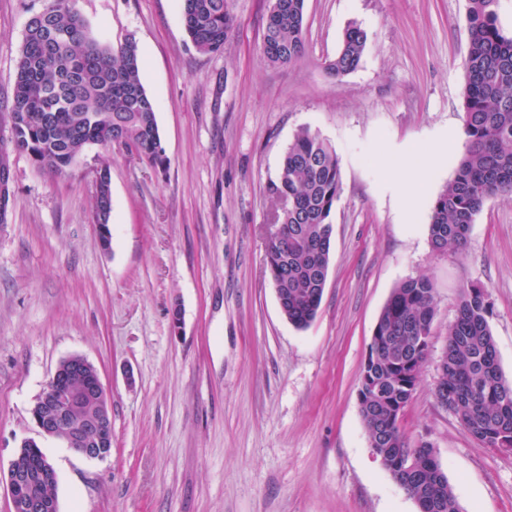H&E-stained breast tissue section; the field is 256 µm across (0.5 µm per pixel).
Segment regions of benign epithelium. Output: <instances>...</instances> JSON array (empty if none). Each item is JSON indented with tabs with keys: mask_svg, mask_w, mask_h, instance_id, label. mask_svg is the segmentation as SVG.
<instances>
[{
	"mask_svg": "<svg viewBox=\"0 0 512 512\" xmlns=\"http://www.w3.org/2000/svg\"><path fill=\"white\" fill-rule=\"evenodd\" d=\"M31 415L43 435L89 459L106 457L100 446L112 430L110 398L98 370L85 357L72 355L59 362ZM55 480V468L44 453L36 472L10 463L6 482L11 512H58L55 501L37 490L38 484Z\"/></svg>",
	"mask_w": 512,
	"mask_h": 512,
	"instance_id": "7a95c632",
	"label": "benign epithelium"
}]
</instances>
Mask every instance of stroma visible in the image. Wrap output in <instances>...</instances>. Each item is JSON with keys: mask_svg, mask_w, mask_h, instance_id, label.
I'll list each match as a JSON object with an SVG mask.
<instances>
[{"mask_svg": "<svg viewBox=\"0 0 512 512\" xmlns=\"http://www.w3.org/2000/svg\"><path fill=\"white\" fill-rule=\"evenodd\" d=\"M270 0H231L221 53H200L180 0H76L92 32L135 40L168 158L86 148L58 175L8 149L0 214V512L23 441L56 473L58 512H418L369 444L358 390L392 290L436 288L427 359L402 417L430 442L463 512H512V450L464 432L435 398L462 288L483 287L503 376L512 380V195H493L466 245L433 254L431 203L452 152L406 209L393 167L416 166L463 129L467 0H305V51L269 64ZM42 0H0V102L12 95L26 22ZM367 35L356 70L326 65L345 30ZM331 144L342 190L314 321L282 314L267 266L269 216L299 129ZM109 164L110 250L94 220ZM86 357L112 404V453L88 459L42 437L31 408L58 362Z\"/></svg>", "mask_w": 512, "mask_h": 512, "instance_id": "stroma-1", "label": "stroma"}]
</instances>
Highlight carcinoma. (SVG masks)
I'll list each match as a JSON object with an SVG mask.
<instances>
[{
    "mask_svg": "<svg viewBox=\"0 0 512 512\" xmlns=\"http://www.w3.org/2000/svg\"><path fill=\"white\" fill-rule=\"evenodd\" d=\"M180 2L194 47L203 54L223 50L234 25L229 0ZM304 3L280 0L279 12L267 16L263 55L270 64L290 63L303 53ZM493 6L494 0H468L466 146L454 178L432 204L427 235L437 255L465 245L487 198L512 192V34L499 27ZM366 40L360 27L347 28L329 71L336 76L354 71ZM0 123L8 128L12 147L54 174L71 168L86 146L110 147L116 141L154 167L167 164L156 104L141 81L137 43L112 47L96 37L74 0H44L30 15ZM341 186L333 148L300 129L272 184L279 232L266 251L282 313L298 329L311 324L321 304L331 262V215ZM434 313L429 277L409 278L394 288L374 327V346L368 347L359 410L370 447L419 512H462L433 446L409 444L401 428L426 359L420 336L429 335ZM489 314L485 289L462 290L436 394L449 402L466 433L497 448L512 439V382L500 370Z\"/></svg>",
    "mask_w": 512,
    "mask_h": 512,
    "instance_id": "1",
    "label": "carcinoma"
}]
</instances>
